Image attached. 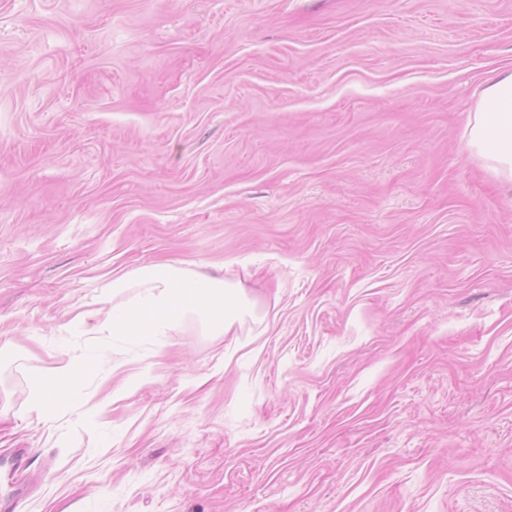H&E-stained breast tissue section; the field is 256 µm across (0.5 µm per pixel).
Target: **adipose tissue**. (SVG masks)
Segmentation results:
<instances>
[{
	"mask_svg": "<svg viewBox=\"0 0 512 512\" xmlns=\"http://www.w3.org/2000/svg\"><path fill=\"white\" fill-rule=\"evenodd\" d=\"M463 137L466 149L478 156L494 177L512 184V68L485 83L467 117ZM112 287L139 289L136 315L115 306L92 321L77 318L76 326L95 334L133 339L175 327L192 314L204 319L212 330L226 334L251 309L238 287L188 273L175 264L133 270L114 278Z\"/></svg>",
	"mask_w": 512,
	"mask_h": 512,
	"instance_id": "ef3b65f1",
	"label": "adipose tissue"
}]
</instances>
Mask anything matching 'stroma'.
Returning <instances> with one entry per match:
<instances>
[{"mask_svg":"<svg viewBox=\"0 0 512 512\" xmlns=\"http://www.w3.org/2000/svg\"><path fill=\"white\" fill-rule=\"evenodd\" d=\"M509 67L512 0H0L13 512H512V186L462 139ZM166 260L253 310L74 326ZM80 385V377L72 372H54L48 374L38 391L35 404L38 407L46 405L53 407L71 400Z\"/></svg>","mask_w":512,"mask_h":512,"instance_id":"1","label":"stroma"}]
</instances>
